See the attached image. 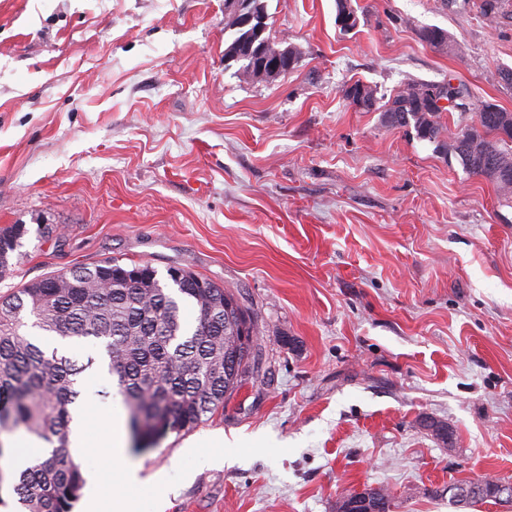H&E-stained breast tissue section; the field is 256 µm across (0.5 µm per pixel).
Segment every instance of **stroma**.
<instances>
[{
	"mask_svg": "<svg viewBox=\"0 0 512 512\" xmlns=\"http://www.w3.org/2000/svg\"><path fill=\"white\" fill-rule=\"evenodd\" d=\"M351 3L344 32L336 0H266L300 59L247 82L224 66V0H0V228L30 230L0 295L114 257L189 269L254 320L258 367L223 407L127 440L166 478L136 512H336L368 485L393 512H455L449 484L512 478V197L344 96L451 78L512 111V0L493 19Z\"/></svg>",
	"mask_w": 512,
	"mask_h": 512,
	"instance_id": "stroma-1",
	"label": "stroma"
}]
</instances>
